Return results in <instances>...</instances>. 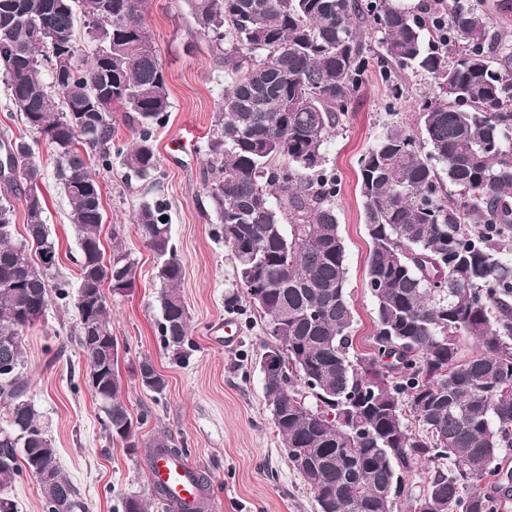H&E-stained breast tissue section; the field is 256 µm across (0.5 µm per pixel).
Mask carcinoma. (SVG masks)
Masks as SVG:
<instances>
[{"mask_svg":"<svg viewBox=\"0 0 512 512\" xmlns=\"http://www.w3.org/2000/svg\"><path fill=\"white\" fill-rule=\"evenodd\" d=\"M0 0V75L33 142L14 145L19 179L0 182V512H18L4 494L24 473L37 478L43 512H83L77 490L22 377L21 336L36 323L24 306L41 298L75 299L86 367L92 348L112 336L106 284L133 287L125 254L105 259L99 171L117 154L140 178L160 173L155 131L170 107L145 0ZM227 89L206 145L204 185L224 245L235 259V284L266 318L286 372L263 374V389L288 460L310 455L300 475L317 512H395L404 477L427 467V490L409 512H495L478 486L500 471L512 447V55L494 46L493 22L477 0H448L438 13L411 14L393 0H184ZM382 34L376 63L398 86L416 69L433 80L416 129H388L359 159L364 225L370 241L367 281L376 301L374 353L350 355L353 312L347 259L334 200L336 174L324 144L348 111L369 65L363 30ZM90 61L80 56L81 36ZM64 43V79L50 72L51 42ZM125 113L126 147L112 151L114 113ZM45 144L80 233L77 290L53 264L40 268L41 246L58 256L46 224L44 179L36 146ZM443 165L452 191L442 189ZM26 184L25 241H14L11 198ZM166 206L142 205L140 237L156 258L164 348L182 356L190 343L180 293L183 266L164 220ZM262 294L263 302L253 298ZM461 336L480 350L463 359ZM119 353L99 378V403L111 439L132 436L121 396ZM141 387L161 396L167 379L148 358ZM333 418H328V415ZM412 416L415 427L406 423ZM153 454L182 458L161 439ZM141 496L123 512H148Z\"/></svg>","mask_w":512,"mask_h":512,"instance_id":"obj_1","label":"carcinoma"}]
</instances>
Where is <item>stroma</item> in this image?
<instances>
[{"label":"stroma","instance_id":"35a3bbf8","mask_svg":"<svg viewBox=\"0 0 512 512\" xmlns=\"http://www.w3.org/2000/svg\"><path fill=\"white\" fill-rule=\"evenodd\" d=\"M144 17L170 93L167 118L155 132L161 171L149 179L131 177L116 156L110 171L100 175L107 214L100 229L104 248L126 253L136 268L133 288L111 298L112 334L121 352L118 370L133 418V442L110 439L104 429L84 378L74 305L49 306L44 322L24 333L22 373L29 382L28 395L49 423L60 467L77 488L85 512H118L122 497L133 493L148 499L150 512H163L143 462L145 442L157 438L186 449L189 466L208 476L210 495L221 512H316L314 497L289 463L264 398V319L248 300H240L234 310L225 304L235 262L217 235L202 180L205 145L224 80L207 44L195 34L183 0H146ZM431 85L428 76L408 71L396 94L378 66L370 65L349 112L325 145L327 165L340 185L336 214L346 248L353 348L359 354L373 349L375 300L366 276L369 241L358 160L390 126L416 123ZM39 160L46 222L59 242L60 270L72 280L79 232L70 222L53 157L43 151ZM156 201L167 206L172 244L184 269L180 292L191 343L181 359L161 342L155 258L133 222L142 204ZM228 317L240 326L236 343L229 346L222 340ZM144 357L167 379L163 397L143 390L132 372Z\"/></svg>","mask_w":512,"mask_h":512}]
</instances>
